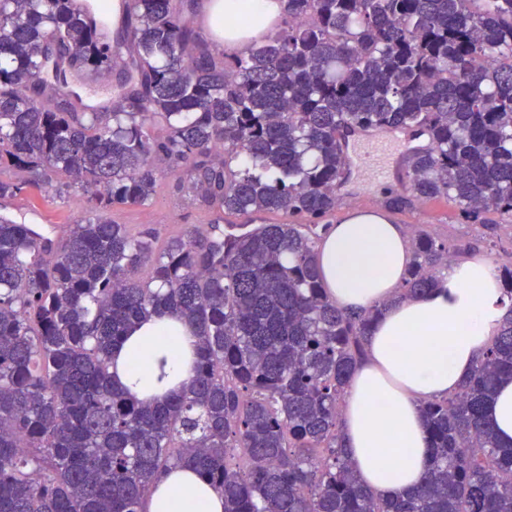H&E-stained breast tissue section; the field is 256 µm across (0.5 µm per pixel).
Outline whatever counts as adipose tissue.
<instances>
[{
  "mask_svg": "<svg viewBox=\"0 0 512 512\" xmlns=\"http://www.w3.org/2000/svg\"><path fill=\"white\" fill-rule=\"evenodd\" d=\"M288 0H199L197 13L225 51H243L267 34ZM248 14V27L216 29L217 15ZM404 225L358 214L332 225L319 247L324 282L337 305L366 308L390 301L410 262ZM493 270L479 253L451 265L427 293L390 308L375 323L367 358L351 378L341 436L362 482L389 497L417 487L430 459L421 400L454 392L511 312ZM196 339L180 321L150 319L131 330L115 357L119 381L138 398L181 388L191 375L183 361ZM486 420L502 446L512 445V381L500 383ZM149 512H224V499L193 467L164 479Z\"/></svg>",
  "mask_w": 512,
  "mask_h": 512,
  "instance_id": "1",
  "label": "adipose tissue"
}]
</instances>
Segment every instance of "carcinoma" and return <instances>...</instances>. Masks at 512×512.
<instances>
[{
  "label": "carcinoma",
  "mask_w": 512,
  "mask_h": 512,
  "mask_svg": "<svg viewBox=\"0 0 512 512\" xmlns=\"http://www.w3.org/2000/svg\"><path fill=\"white\" fill-rule=\"evenodd\" d=\"M0 0V201L64 175L87 207L48 230L0 217V512H145L186 462L224 512H512V446L484 410L512 379V308L459 390L423 402L416 490L364 486L341 411L386 309L336 305L318 246L352 128L427 136L411 198L512 229V0H288L234 56L201 46L175 0ZM122 65L108 105L74 71ZM211 216L160 242L107 213L163 178ZM288 221L224 232L230 216ZM394 301L437 286L463 245L419 231ZM196 338L180 392L131 397L110 374L141 319Z\"/></svg>",
  "instance_id": "obj_1"
}]
</instances>
